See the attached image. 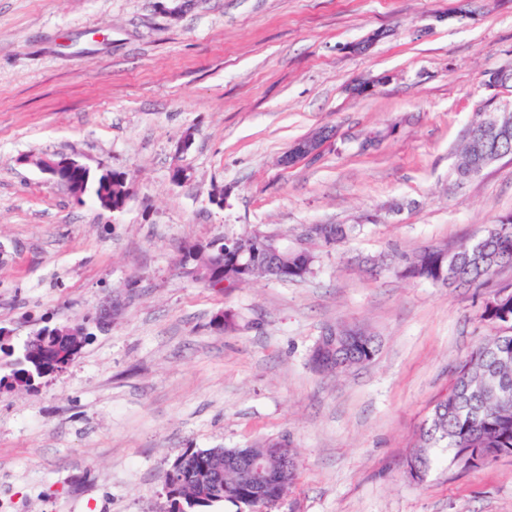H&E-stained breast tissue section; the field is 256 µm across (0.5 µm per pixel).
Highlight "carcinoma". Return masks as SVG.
<instances>
[{
	"label": "carcinoma",
	"instance_id": "cac0c4a2",
	"mask_svg": "<svg viewBox=\"0 0 512 512\" xmlns=\"http://www.w3.org/2000/svg\"><path fill=\"white\" fill-rule=\"evenodd\" d=\"M480 160L481 154L472 143H466L455 169L457 178H463ZM69 181L74 199L90 192L98 198L103 191L115 202L129 196V184L121 180L105 183L98 179L91 185L89 174L75 172ZM347 235L348 229L343 224H323L318 239L336 244ZM255 238L253 233L235 238L218 236L210 240L213 249L194 254L185 247L181 263L191 266L194 281L213 289L215 282L225 276V262L218 259L219 252L227 256L239 250H257ZM401 261L410 268L411 276L417 275L423 281L443 272L450 286H483L495 276L493 269L512 267V222L490 224L480 238L449 253L436 250L404 255ZM62 330L61 326L41 329L44 339L36 355L27 353V347L23 346L17 354L0 358V386L8 383L30 388L42 377L64 370L80 352L82 343L74 345L59 337ZM343 351L366 363L375 357L378 343L354 339ZM433 448L448 451L445 458L448 467L464 471L468 467L458 458L460 448H485L492 452L488 456L490 463L497 460L495 453L503 449L512 452V334L484 339L459 361L448 393L436 402L419 434L417 463L425 472L432 465L429 452ZM165 482L171 512H195L199 507L209 508L224 502L239 510L252 507L250 488L241 483L235 471L224 468L222 448L186 450L179 456L173 475L165 476Z\"/></svg>",
	"mask_w": 512,
	"mask_h": 512
}]
</instances>
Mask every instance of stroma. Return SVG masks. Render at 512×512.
I'll list each match as a JSON object with an SVG mask.
<instances>
[{
  "mask_svg": "<svg viewBox=\"0 0 512 512\" xmlns=\"http://www.w3.org/2000/svg\"><path fill=\"white\" fill-rule=\"evenodd\" d=\"M458 5L0 0V327L18 347L43 317L95 314L136 282L67 369L0 391V512H166L164 477L184 451L270 439L300 461L278 512H512V456L420 482L405 472L459 360L500 332L481 317L485 296L512 284V268L455 291L394 268L512 213V160L465 181L454 171L485 73L512 70V0ZM323 126L335 144L281 165ZM42 153L94 179L125 173V207L74 204L24 164ZM177 164L190 170L179 184ZM308 224L351 231L316 243L302 279L218 292L179 263L194 242L295 238ZM225 309L236 331L215 330ZM340 323L379 350L317 372L310 354Z\"/></svg>",
  "mask_w": 512,
  "mask_h": 512,
  "instance_id": "stroma-1",
  "label": "stroma"
}]
</instances>
